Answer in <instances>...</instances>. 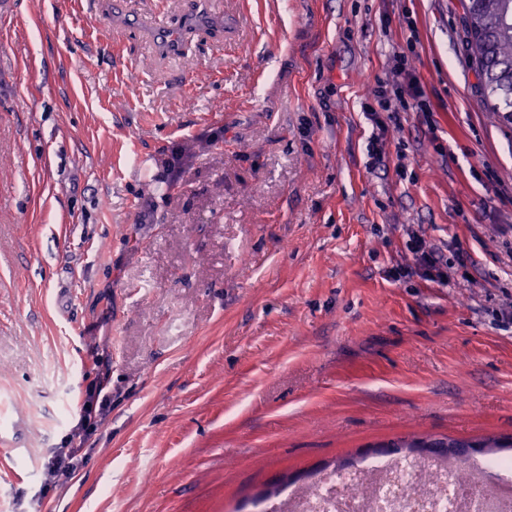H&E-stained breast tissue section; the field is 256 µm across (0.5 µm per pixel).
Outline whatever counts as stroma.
<instances>
[{
    "instance_id": "35a3bbf8",
    "label": "stroma",
    "mask_w": 512,
    "mask_h": 512,
    "mask_svg": "<svg viewBox=\"0 0 512 512\" xmlns=\"http://www.w3.org/2000/svg\"><path fill=\"white\" fill-rule=\"evenodd\" d=\"M18 2L0 421L25 432L0 444V512H254L393 440L512 436V127L477 91L464 0H214L175 59L142 25L203 0ZM398 53L421 95L376 159L361 105ZM101 381L78 476L44 486ZM411 247L417 255L418 263L426 272H437L439 278L444 277L443 258L433 250H426L417 236L411 239Z\"/></svg>"
}]
</instances>
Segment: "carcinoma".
<instances>
[{
  "mask_svg": "<svg viewBox=\"0 0 512 512\" xmlns=\"http://www.w3.org/2000/svg\"><path fill=\"white\" fill-rule=\"evenodd\" d=\"M466 43L488 110L512 124V0H466Z\"/></svg>",
  "mask_w": 512,
  "mask_h": 512,
  "instance_id": "obj_1",
  "label": "carcinoma"
}]
</instances>
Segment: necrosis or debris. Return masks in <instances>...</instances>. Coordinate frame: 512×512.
<instances>
[{
    "label": "necrosis or debris",
    "mask_w": 512,
    "mask_h": 512,
    "mask_svg": "<svg viewBox=\"0 0 512 512\" xmlns=\"http://www.w3.org/2000/svg\"><path fill=\"white\" fill-rule=\"evenodd\" d=\"M486 463L497 478L477 485L457 479V462L417 455L364 457L314 477L306 488H284L256 512H512V455Z\"/></svg>",
    "instance_id": "4bbe7bcc"
}]
</instances>
